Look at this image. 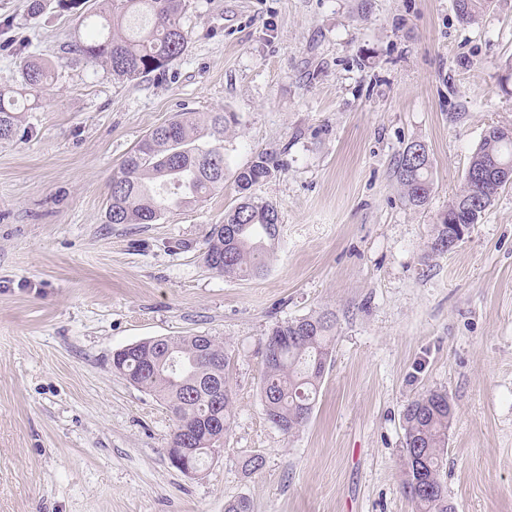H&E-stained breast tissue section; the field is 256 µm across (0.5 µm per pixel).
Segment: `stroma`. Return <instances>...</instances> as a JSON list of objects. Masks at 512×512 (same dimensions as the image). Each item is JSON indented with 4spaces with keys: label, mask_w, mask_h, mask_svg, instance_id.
Masks as SVG:
<instances>
[{
    "label": "stroma",
    "mask_w": 512,
    "mask_h": 512,
    "mask_svg": "<svg viewBox=\"0 0 512 512\" xmlns=\"http://www.w3.org/2000/svg\"><path fill=\"white\" fill-rule=\"evenodd\" d=\"M0 0V85L54 66L38 108L0 141V512H414L402 413L447 392L442 480L455 512H512V185L450 253L430 249L488 126L512 127V0L477 24L453 0H187L188 48L112 78L73 51L105 0ZM221 112L227 175L151 224L105 221L112 176L153 128ZM426 144L433 189L407 204L394 170ZM276 202L262 277L204 261L239 201ZM336 316L309 420L287 434L261 400L279 322ZM206 334L230 357L232 426L195 478L167 457L174 419L112 369L117 349ZM256 472L245 468L254 456Z\"/></svg>",
    "instance_id": "obj_1"
}]
</instances>
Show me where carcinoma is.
I'll use <instances>...</instances> for the list:
<instances>
[{
  "instance_id": "cac0c4a2",
  "label": "carcinoma",
  "mask_w": 512,
  "mask_h": 512,
  "mask_svg": "<svg viewBox=\"0 0 512 512\" xmlns=\"http://www.w3.org/2000/svg\"><path fill=\"white\" fill-rule=\"evenodd\" d=\"M108 14L94 22L95 33L78 41L74 50L88 62L100 64L113 78L132 82L164 69L179 59L188 45L181 20L186 0H107ZM491 0H455L456 15L465 24H475L489 8ZM145 18L144 26L130 31L125 21L131 16ZM53 79L48 61L23 62L20 79L0 86V140H12L19 130L18 101L40 94ZM512 159V128L488 127L473 152L463 178V186L448 202V209L435 225L431 250L448 241L455 224H476L504 188L512 184V170L502 163ZM275 161L259 153L246 167L235 173L234 182L240 201L224 213V223L211 229L205 259L210 269L226 277L258 275L265 270V243L279 233L281 213L277 204L259 201L247 194L254 185L267 179ZM432 161L427 146L420 141L406 145L396 167V178L407 201L421 207L431 194ZM224 186V137L200 141L198 121L183 113L154 128L123 160L112 176L111 193L105 212L108 224H151L174 207L198 202ZM312 332L294 342L298 320H287L270 332L265 347V375L262 400L270 422L285 433L300 428L308 417L301 405L313 409L322 375L314 372L317 361L331 356L334 320L327 314L310 315ZM182 365L175 374L163 366L145 371L161 351L158 345L143 343L125 354L115 370L153 393L163 403L180 400L175 422L194 421L199 430L202 451L193 463L203 466L214 455L221 441L211 440L210 425L224 422L231 428L232 388L228 371L230 359L224 347L206 335L164 338ZM224 385V400L216 402L213 390ZM455 416V408L442 400V393L429 392L410 401L404 409L405 430L403 488L414 504L415 512H448V499L440 472L443 449ZM418 458L423 471L409 468L410 458Z\"/></svg>"
}]
</instances>
